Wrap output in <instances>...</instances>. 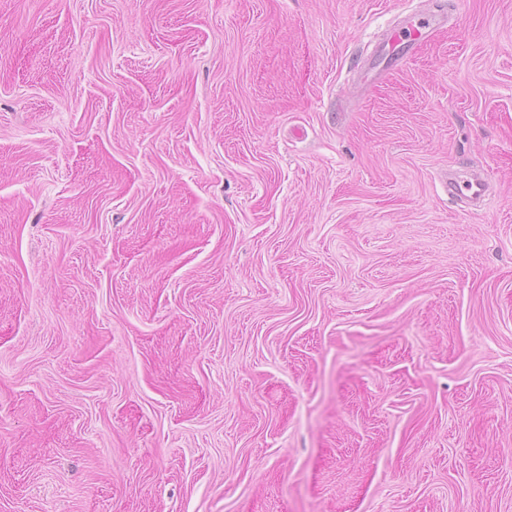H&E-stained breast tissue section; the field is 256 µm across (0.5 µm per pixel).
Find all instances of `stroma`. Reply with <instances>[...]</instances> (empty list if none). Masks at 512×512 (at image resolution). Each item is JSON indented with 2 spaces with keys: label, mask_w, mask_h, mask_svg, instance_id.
<instances>
[{
  "label": "stroma",
  "mask_w": 512,
  "mask_h": 512,
  "mask_svg": "<svg viewBox=\"0 0 512 512\" xmlns=\"http://www.w3.org/2000/svg\"><path fill=\"white\" fill-rule=\"evenodd\" d=\"M0 512H512V0H0ZM435 26L436 20L433 18H425L421 22H415L413 17H406L402 26L392 29L382 41L381 45L385 47L387 45L393 46L395 43H399L400 33L409 30H411V33L414 36L413 40L415 43L419 44L425 42L431 37ZM445 189L450 197L456 198L461 202L478 205L482 204L487 197L488 183L481 178L455 180L451 175H448Z\"/></svg>",
  "instance_id": "obj_1"
}]
</instances>
